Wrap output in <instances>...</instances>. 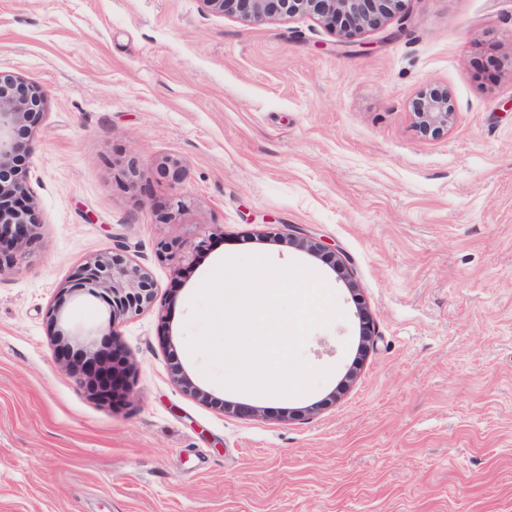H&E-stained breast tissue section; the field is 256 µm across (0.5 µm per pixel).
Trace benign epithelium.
<instances>
[{
	"label": "benign epithelium",
	"instance_id": "7a95c632",
	"mask_svg": "<svg viewBox=\"0 0 512 512\" xmlns=\"http://www.w3.org/2000/svg\"><path fill=\"white\" fill-rule=\"evenodd\" d=\"M216 14H237L246 22H264L274 16H310L342 39L366 29L379 28L390 19L405 24L403 0H202ZM45 106V94L25 79L0 73V280L19 272L29 249L37 238L40 224L29 185L26 140L39 124ZM415 116L426 133L448 130L454 119V106L448 92L427 89L419 94ZM287 243L312 256L336 259L339 252L295 228ZM83 292L108 305L107 319L99 331L115 334V327L127 317L145 310H157L164 318L165 305L158 298L157 285L150 270L120 253L105 251L82 263L70 280L58 290L51 308V323L62 319L68 297ZM363 329L362 352H367L375 328L367 307L356 303ZM182 392L206 402L209 394L180 374Z\"/></svg>",
	"mask_w": 512,
	"mask_h": 512
}]
</instances>
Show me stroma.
Segmentation results:
<instances>
[{"label":"stroma","instance_id":"stroma-1","mask_svg":"<svg viewBox=\"0 0 512 512\" xmlns=\"http://www.w3.org/2000/svg\"><path fill=\"white\" fill-rule=\"evenodd\" d=\"M405 13L350 44L202 0H0V71L46 94L40 239L0 280V512H512V0ZM428 87L452 97L446 134L418 127ZM109 250L168 304L98 334L137 378L115 401L78 383L82 340L48 316ZM259 254L334 295L296 395L224 387L188 348L202 284ZM359 300L377 332L362 358ZM295 230L288 229L287 242L289 245L299 249L306 251L308 254L312 256H323L324 258H334L336 259L337 264L342 263V259L339 256L338 251L331 250L327 245L321 243L308 236L304 230L298 227H293Z\"/></svg>","mask_w":512,"mask_h":512}]
</instances>
